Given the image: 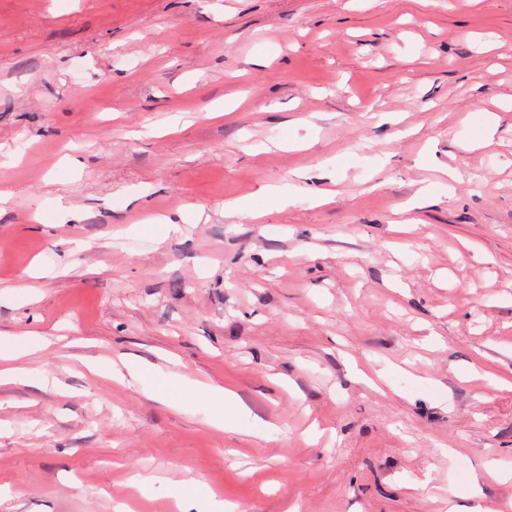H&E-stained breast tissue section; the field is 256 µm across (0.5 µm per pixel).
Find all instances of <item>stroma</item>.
I'll list each match as a JSON object with an SVG mask.
<instances>
[{"label": "stroma", "mask_w": 512, "mask_h": 512, "mask_svg": "<svg viewBox=\"0 0 512 512\" xmlns=\"http://www.w3.org/2000/svg\"><path fill=\"white\" fill-rule=\"evenodd\" d=\"M1 189L0 512H512V0H0ZM34 342L27 343H5L0 341V385L15 383L21 378V373L9 366L8 362L21 355L29 354L34 350ZM3 361V364L1 363ZM152 367L151 363H133L128 361L123 354L117 356V361L109 359L107 361L98 360L88 365L92 374L108 377L119 383H129L127 377L132 381H138L145 371ZM185 389L188 392H195L202 395L210 403H212L214 406V412L211 415V422L214 426L225 429L226 422L224 421V404H235L237 401L235 394L227 389H224V386H198L192 381L186 383Z\"/></svg>", "instance_id": "stroma-1"}]
</instances>
